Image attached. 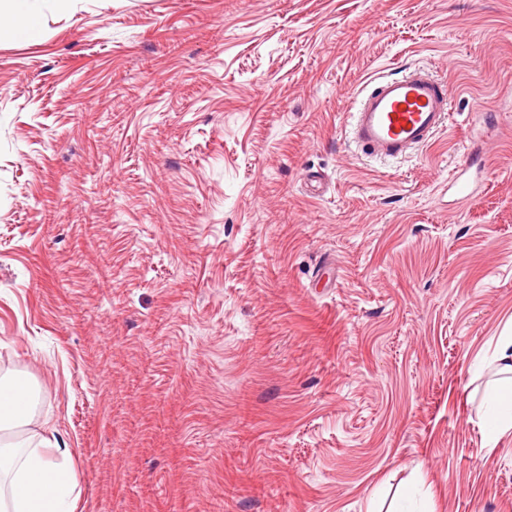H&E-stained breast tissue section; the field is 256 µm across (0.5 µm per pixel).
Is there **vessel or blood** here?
Returning a JSON list of instances; mask_svg holds the SVG:
<instances>
[{"instance_id": "b4317fda", "label": "vessel or blood", "mask_w": 512, "mask_h": 512, "mask_svg": "<svg viewBox=\"0 0 512 512\" xmlns=\"http://www.w3.org/2000/svg\"><path fill=\"white\" fill-rule=\"evenodd\" d=\"M453 90L428 72L378 78L358 95L355 142L381 159L427 145L450 116Z\"/></svg>"}]
</instances>
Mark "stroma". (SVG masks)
I'll return each mask as SVG.
<instances>
[{
	"mask_svg": "<svg viewBox=\"0 0 512 512\" xmlns=\"http://www.w3.org/2000/svg\"><path fill=\"white\" fill-rule=\"evenodd\" d=\"M0 43V372L74 512H512V0H39ZM454 91L384 164L372 78ZM467 167L478 196L457 202ZM494 363L501 378L487 389L486 405L482 415V431L488 442L512 430V327L507 326L498 336Z\"/></svg>",
	"mask_w": 512,
	"mask_h": 512,
	"instance_id": "obj_1",
	"label": "stroma"
}]
</instances>
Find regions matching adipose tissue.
<instances>
[{
    "label": "adipose tissue",
    "instance_id": "obj_1",
    "mask_svg": "<svg viewBox=\"0 0 512 512\" xmlns=\"http://www.w3.org/2000/svg\"><path fill=\"white\" fill-rule=\"evenodd\" d=\"M39 35L36 0H0V42L35 40ZM494 362L499 377L487 389L482 431L496 442L512 430V327L497 339ZM39 391L29 380L0 376V512H73L78 499L71 473L57 463L59 445L32 441Z\"/></svg>",
    "mask_w": 512,
    "mask_h": 512
}]
</instances>
